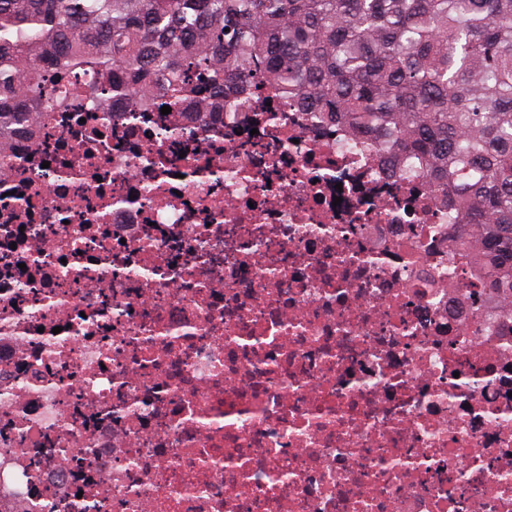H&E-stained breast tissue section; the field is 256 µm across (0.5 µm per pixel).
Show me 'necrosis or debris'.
<instances>
[{"instance_id":"1","label":"necrosis or debris","mask_w":512,"mask_h":512,"mask_svg":"<svg viewBox=\"0 0 512 512\" xmlns=\"http://www.w3.org/2000/svg\"><path fill=\"white\" fill-rule=\"evenodd\" d=\"M83 85L0 170V512H512V327L448 213L257 78Z\"/></svg>"}]
</instances>
